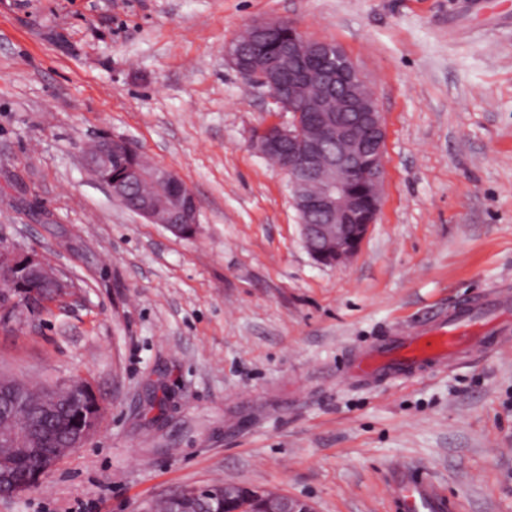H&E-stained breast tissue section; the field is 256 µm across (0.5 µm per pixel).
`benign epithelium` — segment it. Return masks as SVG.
Returning a JSON list of instances; mask_svg holds the SVG:
<instances>
[{
	"label": "benign epithelium",
	"instance_id": "benign-epithelium-1",
	"mask_svg": "<svg viewBox=\"0 0 512 512\" xmlns=\"http://www.w3.org/2000/svg\"><path fill=\"white\" fill-rule=\"evenodd\" d=\"M282 25L280 20L254 21L246 37L250 50L238 40L224 47L225 61L245 79L266 88L278 111L290 113L288 121H271L256 129L253 149L267 158L286 159L279 166L292 190L300 234L314 261L326 266L348 263L360 251L380 209L385 178L386 127L377 99L353 61L330 42L300 35L288 43V52L263 53ZM320 94L305 97L310 86ZM134 150L119 136L102 135L82 151L85 169L104 185L112 198L135 197L136 214L161 224L184 238L188 228H199V206L193 192L171 170L152 161L112 175L121 152ZM162 189L158 194L134 196L143 180ZM0 314L14 321L34 316L47 305L43 286L56 299L75 294L77 284L57 270L40 251L0 241ZM86 409L70 423L72 446L81 448L97 431L99 419L91 412L100 403L89 387L83 388ZM28 449L0 455V500H12L35 488L58 463L47 455L41 467L17 480L14 473ZM243 496L242 488L215 485L177 491L165 497L168 512H224V503ZM249 512H314L300 499L277 492L255 493L248 498Z\"/></svg>",
	"mask_w": 512,
	"mask_h": 512
}]
</instances>
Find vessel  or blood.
<instances>
[{"label":"vessel or blood","mask_w":512,"mask_h":512,"mask_svg":"<svg viewBox=\"0 0 512 512\" xmlns=\"http://www.w3.org/2000/svg\"><path fill=\"white\" fill-rule=\"evenodd\" d=\"M512 290L498 288L462 306L431 311L419 322L385 333L345 366L346 373L369 379H410L447 367L472 347L498 351L512 343ZM398 512H448L444 493L427 477L395 469L386 484Z\"/></svg>","instance_id":"obj_1"}]
</instances>
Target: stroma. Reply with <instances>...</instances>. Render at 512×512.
Returning <instances> with one entry per match:
<instances>
[{"mask_svg":"<svg viewBox=\"0 0 512 512\" xmlns=\"http://www.w3.org/2000/svg\"><path fill=\"white\" fill-rule=\"evenodd\" d=\"M264 19L341 46L384 116L377 221L342 266L312 259L251 146L276 107L224 46ZM101 132L179 175L196 236L88 174ZM0 238L79 286L0 325V373L79 377L102 406L85 447L0 512H149L224 482L395 512L398 466L451 512H512V350L404 381L339 371L392 327L512 286V0H0Z\"/></svg>","mask_w":512,"mask_h":512,"instance_id":"stroma-1","label":"stroma"}]
</instances>
